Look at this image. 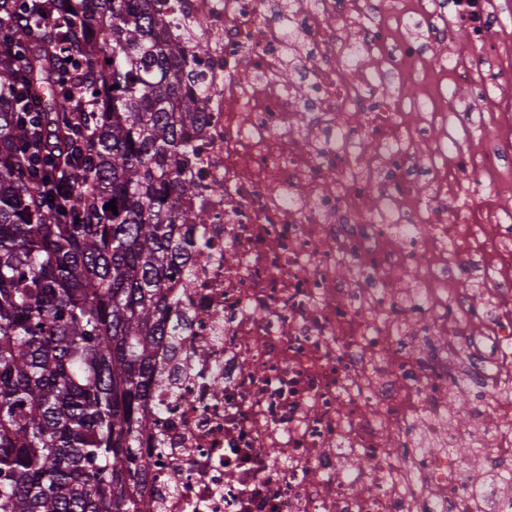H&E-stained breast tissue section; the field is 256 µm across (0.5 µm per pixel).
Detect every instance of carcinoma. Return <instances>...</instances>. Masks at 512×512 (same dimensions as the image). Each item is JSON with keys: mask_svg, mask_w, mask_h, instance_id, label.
<instances>
[{"mask_svg": "<svg viewBox=\"0 0 512 512\" xmlns=\"http://www.w3.org/2000/svg\"><path fill=\"white\" fill-rule=\"evenodd\" d=\"M59 5L69 20L42 45L64 44L107 92L73 127L34 49L42 111L22 115L23 88L0 96V512H142L134 463L156 347L175 335L168 284L183 227L204 222L175 203L194 192L178 168L198 100L156 0Z\"/></svg>", "mask_w": 512, "mask_h": 512, "instance_id": "carcinoma-1", "label": "carcinoma"}]
</instances>
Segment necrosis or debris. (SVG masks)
I'll use <instances>...</instances> for the list:
<instances>
[{
  "label": "necrosis or debris",
  "instance_id": "obj_1",
  "mask_svg": "<svg viewBox=\"0 0 512 512\" xmlns=\"http://www.w3.org/2000/svg\"><path fill=\"white\" fill-rule=\"evenodd\" d=\"M163 17L201 116L180 166L195 191L176 205L205 213L189 234L209 258L170 283L171 320L190 326L156 349L166 383L145 408L143 512H512V427L474 403L487 442L473 483L448 437L453 387L512 416V20L499 0H167ZM289 45L301 96L278 79ZM367 55L353 78L344 59ZM386 81L396 95H365ZM461 88L478 116L456 110ZM452 225L478 256L449 242ZM416 250L427 262L407 288L394 273ZM388 435L398 451L367 480L354 461Z\"/></svg>",
  "mask_w": 512,
  "mask_h": 512
}]
</instances>
